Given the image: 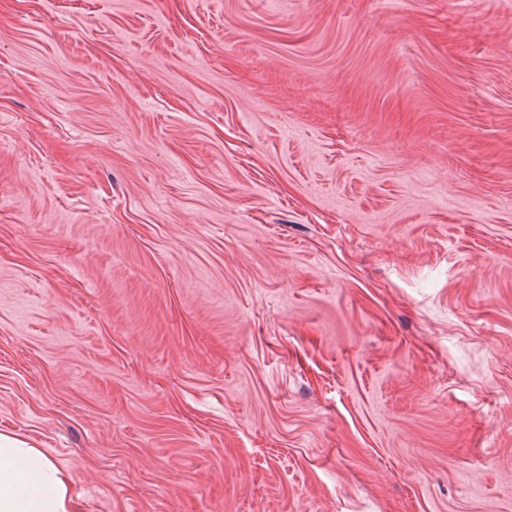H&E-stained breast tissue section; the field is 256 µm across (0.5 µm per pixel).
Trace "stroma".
<instances>
[{"instance_id": "stroma-1", "label": "stroma", "mask_w": 512, "mask_h": 512, "mask_svg": "<svg viewBox=\"0 0 512 512\" xmlns=\"http://www.w3.org/2000/svg\"><path fill=\"white\" fill-rule=\"evenodd\" d=\"M0 434L82 512H512V0H0Z\"/></svg>"}]
</instances>
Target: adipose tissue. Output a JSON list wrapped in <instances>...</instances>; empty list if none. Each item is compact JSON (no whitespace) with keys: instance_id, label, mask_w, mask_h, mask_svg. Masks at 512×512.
<instances>
[{"instance_id":"1","label":"adipose tissue","mask_w":512,"mask_h":512,"mask_svg":"<svg viewBox=\"0 0 512 512\" xmlns=\"http://www.w3.org/2000/svg\"><path fill=\"white\" fill-rule=\"evenodd\" d=\"M0 512H81L66 471L27 442L0 434Z\"/></svg>"}]
</instances>
